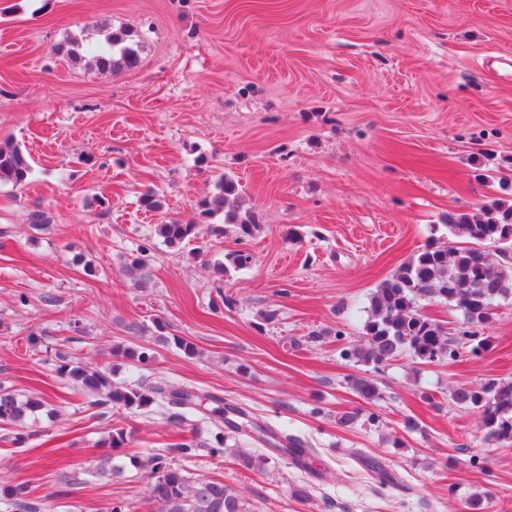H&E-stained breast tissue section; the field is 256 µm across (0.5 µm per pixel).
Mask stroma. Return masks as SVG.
Here are the masks:
<instances>
[{
  "mask_svg": "<svg viewBox=\"0 0 512 512\" xmlns=\"http://www.w3.org/2000/svg\"><path fill=\"white\" fill-rule=\"evenodd\" d=\"M125 29L144 39L130 70L53 51ZM508 58L512 0H0V142L32 165L27 186L0 182V384L48 403L22 425L26 450L0 427V480L29 484L40 512H148L129 458L182 429L154 410L90 405L58 374L64 353L117 382L161 377L287 423L337 475L303 478L285 457L247 469L235 444L211 456L201 428L182 467L224 480L247 512H467L475 494L483 512H512V446L486 442L478 415L449 401L454 386L512 380V300L481 356L418 374L402 359L378 374V423L336 425L363 404L339 347L361 335L373 289L444 238L448 214L512 204ZM219 173L260 215L242 245L252 265L225 275L234 234L203 226L177 249L154 232L163 216L193 218ZM149 189L162 212L142 206ZM37 206L53 217L41 231L27 220ZM319 328L344 339L307 345ZM137 346L151 359L134 370L114 350ZM116 427L130 442L114 449ZM108 452L123 473L102 472ZM370 458L399 484L381 485Z\"/></svg>",
  "mask_w": 512,
  "mask_h": 512,
  "instance_id": "1",
  "label": "stroma"
}]
</instances>
